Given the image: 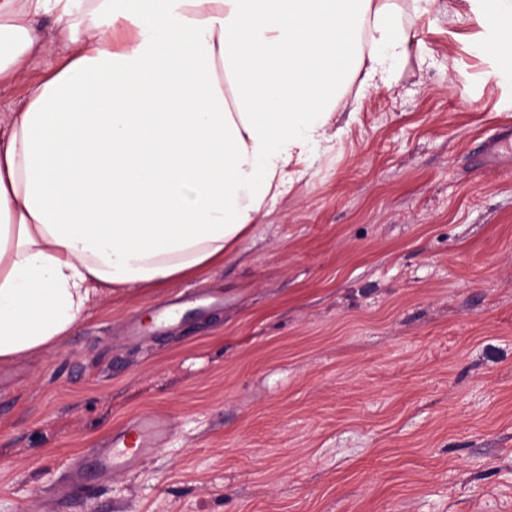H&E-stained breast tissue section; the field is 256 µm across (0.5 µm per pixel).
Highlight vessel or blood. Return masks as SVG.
Instances as JSON below:
<instances>
[{"label": "vessel or blood", "instance_id": "obj_1", "mask_svg": "<svg viewBox=\"0 0 512 512\" xmlns=\"http://www.w3.org/2000/svg\"><path fill=\"white\" fill-rule=\"evenodd\" d=\"M485 168L512 165V127L504 126L488 140L481 157ZM168 418L148 413L129 420L101 446L92 449L86 469L103 475L109 472L132 471L161 448L168 440Z\"/></svg>", "mask_w": 512, "mask_h": 512}]
</instances>
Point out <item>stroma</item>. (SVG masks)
Returning <instances> with one entry per match:
<instances>
[{
  "instance_id": "stroma-1",
  "label": "stroma",
  "mask_w": 512,
  "mask_h": 512,
  "mask_svg": "<svg viewBox=\"0 0 512 512\" xmlns=\"http://www.w3.org/2000/svg\"><path fill=\"white\" fill-rule=\"evenodd\" d=\"M457 8L404 13L407 63L237 254L0 370V512H512V168L477 164L512 81ZM145 411L165 447L85 490L72 460Z\"/></svg>"
}]
</instances>
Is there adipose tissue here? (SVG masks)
Returning a JSON list of instances; mask_svg holds the SVG:
<instances>
[{
  "mask_svg": "<svg viewBox=\"0 0 512 512\" xmlns=\"http://www.w3.org/2000/svg\"><path fill=\"white\" fill-rule=\"evenodd\" d=\"M504 62L512 0H465ZM435 0H0V80L70 56L0 114V369L89 305L223 261L408 57ZM124 33L120 47L112 39Z\"/></svg>",
  "mask_w": 512,
  "mask_h": 512,
  "instance_id": "obj_1",
  "label": "adipose tissue"
}]
</instances>
